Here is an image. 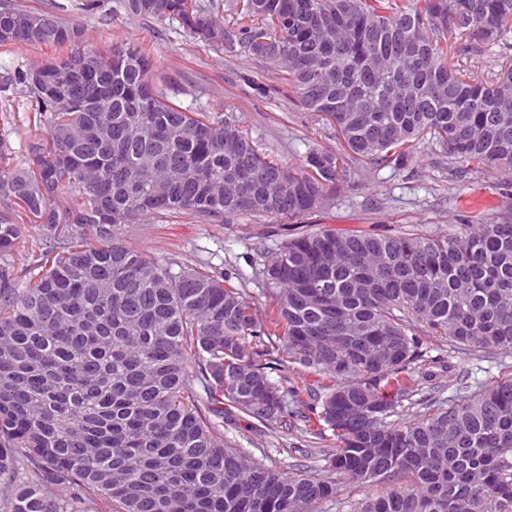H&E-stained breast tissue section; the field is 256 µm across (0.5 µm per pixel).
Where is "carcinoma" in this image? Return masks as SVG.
Masks as SVG:
<instances>
[{"mask_svg":"<svg viewBox=\"0 0 512 512\" xmlns=\"http://www.w3.org/2000/svg\"><path fill=\"white\" fill-rule=\"evenodd\" d=\"M106 4L75 9L175 19L248 54L347 147L289 166L234 109L171 103L145 52L82 45L66 4L0 0V47L70 48L0 78L4 119L21 101L45 131L25 167L0 148V512H318L341 478L391 484L357 512H512V376L471 389L448 365L467 392L449 405L418 368L425 332L474 355L512 349L511 213L445 239L351 226L289 238L263 264L267 325L231 277L174 274L120 236L161 212L223 224L326 209L360 166L402 169L426 140L448 180L491 171L512 197V69L491 80L483 67L512 60V0H242L224 18L198 0ZM27 222L48 233L27 239ZM287 358L297 384L271 377ZM233 409L319 439L324 422L336 444L305 453L326 474L225 440Z\"/></svg>","mask_w":512,"mask_h":512,"instance_id":"cac0c4a2","label":"carcinoma"}]
</instances>
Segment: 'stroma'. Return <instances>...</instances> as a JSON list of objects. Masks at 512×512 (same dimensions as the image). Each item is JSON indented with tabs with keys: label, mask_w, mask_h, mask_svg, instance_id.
<instances>
[{
	"label": "stroma",
	"mask_w": 512,
	"mask_h": 512,
	"mask_svg": "<svg viewBox=\"0 0 512 512\" xmlns=\"http://www.w3.org/2000/svg\"><path fill=\"white\" fill-rule=\"evenodd\" d=\"M68 20L79 25L94 46H141L152 54L157 80L166 85L172 101L212 111L234 108L260 147L278 151L286 162H297L312 146L330 152L342 148L334 130H314L300 109L283 96L278 75H258L256 63L247 55L227 58L189 39L178 22L161 25L124 19L104 23L77 13L69 14ZM247 75L261 76L267 94L254 95L243 81ZM498 182V175L489 172L473 174L463 185L450 182L447 167L436 161L434 147L424 143L405 169L371 167L363 170L357 182L337 185L334 206L327 215L315 213L290 221L241 217L228 224H199L182 214L151 215L129 228L126 239L150 261L173 271L189 264L214 275L234 277L263 324L272 312V302L262 289L259 272L287 235L348 225L386 235L457 233L462 225L480 219L473 200L492 201L503 213L512 209V199L499 195ZM421 342L430 356L449 359L469 385L484 386L512 375V351L491 349L478 357L432 336H422ZM224 435L241 447L264 450L288 471L301 466L317 471L328 467L325 460L303 456L306 435L271 432L240 412L225 419Z\"/></svg>",
	"instance_id": "1"
}]
</instances>
